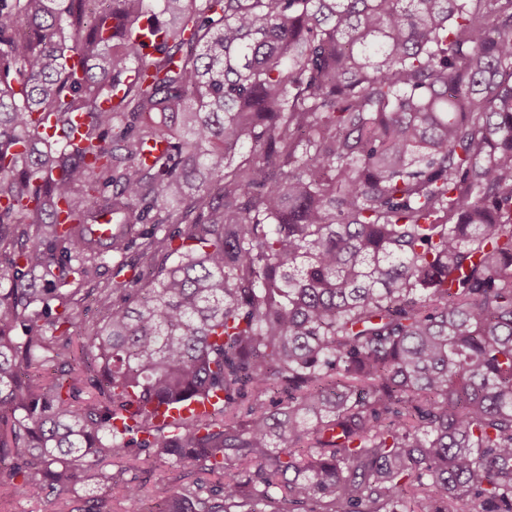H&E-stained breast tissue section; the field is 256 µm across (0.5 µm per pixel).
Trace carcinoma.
Masks as SVG:
<instances>
[{
  "mask_svg": "<svg viewBox=\"0 0 512 512\" xmlns=\"http://www.w3.org/2000/svg\"><path fill=\"white\" fill-rule=\"evenodd\" d=\"M141 460L512 512V0H0V493Z\"/></svg>",
  "mask_w": 512,
  "mask_h": 512,
  "instance_id": "obj_1",
  "label": "carcinoma"
}]
</instances>
